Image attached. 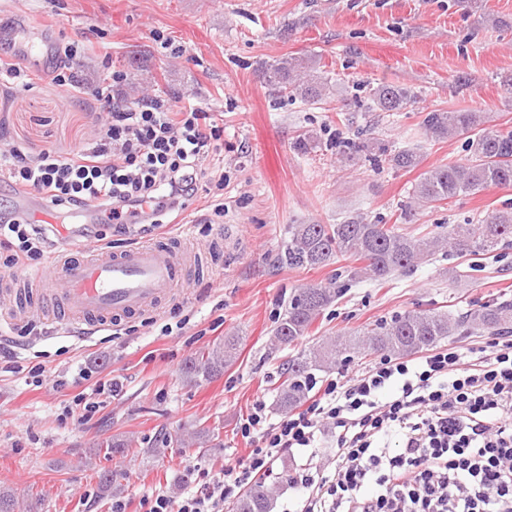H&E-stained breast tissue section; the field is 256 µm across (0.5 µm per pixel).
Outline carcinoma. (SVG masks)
I'll return each instance as SVG.
<instances>
[{"mask_svg": "<svg viewBox=\"0 0 512 512\" xmlns=\"http://www.w3.org/2000/svg\"><path fill=\"white\" fill-rule=\"evenodd\" d=\"M261 77L277 100L301 98L312 103L327 101L329 81L315 75L314 64L297 57H285L264 65ZM369 108L374 112H402L417 104L418 97L406 85L380 83L369 89ZM483 112L466 109H433L422 120L426 138L432 141L466 138L468 158L427 169L412 186L410 200L397 220L407 221L419 208L436 207L480 189L494 186L512 188V129L487 130ZM336 155L346 161L366 158L375 166L411 169L420 156L411 149L390 150L373 137L356 141L340 135L330 143ZM512 247V210L500 211L484 224H442L438 231L421 236L403 232L399 223L388 224L382 217L355 215L338 224H290L277 260L292 268H320L342 256L361 262L336 273L326 285L298 289L288 298L284 311L272 329L274 340L291 346L311 331L323 312L335 304L363 278L384 281L393 273L408 274L435 255H469L481 259L489 254L501 259ZM512 328V301H488L451 316L433 309L407 311L369 324L352 334H340L317 348L301 350L288 359L284 380L277 392L283 411L300 406L317 372H324L336 358L351 351L385 355H407L436 345L452 336L474 329L492 334ZM236 344L226 341L201 351L182 368V378L200 384L224 373L236 359ZM119 470L99 474L105 492L121 489ZM272 495L263 481L246 490L232 505V512H271Z\"/></svg>", "mask_w": 512, "mask_h": 512, "instance_id": "carcinoma-1", "label": "carcinoma"}]
</instances>
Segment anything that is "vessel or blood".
<instances>
[{
  "instance_id": "b4317fda",
  "label": "vessel or blood",
  "mask_w": 512,
  "mask_h": 512,
  "mask_svg": "<svg viewBox=\"0 0 512 512\" xmlns=\"http://www.w3.org/2000/svg\"><path fill=\"white\" fill-rule=\"evenodd\" d=\"M200 258L185 238L118 251L71 246L37 276L0 281V319L51 318L81 340L113 322L156 315L182 301L187 268Z\"/></svg>"
}]
</instances>
